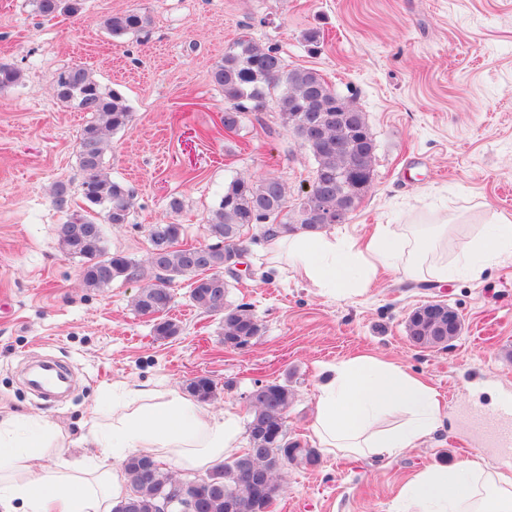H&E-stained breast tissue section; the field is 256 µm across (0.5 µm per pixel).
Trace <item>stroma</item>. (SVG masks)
Wrapping results in <instances>:
<instances>
[{"label":"stroma","instance_id":"1","mask_svg":"<svg viewBox=\"0 0 512 512\" xmlns=\"http://www.w3.org/2000/svg\"><path fill=\"white\" fill-rule=\"evenodd\" d=\"M135 10L151 24L113 40L108 17ZM318 45L304 40L309 30ZM245 38L279 47L291 66L317 70L365 113L376 142L370 191L329 233L357 239L374 224H414L467 211L480 234L492 214L512 215V0H85L75 16L46 18L27 0H0V61L21 69L0 93V407L61 427L71 445L44 460L48 472L90 454L80 420L89 407L112 421L124 387L186 390L204 375L217 386L209 405L247 419L259 382L288 383L289 440L313 447L308 426L326 367L360 354L401 365L440 394L441 427L396 457L322 455L291 464L271 512H397L401 485L417 472L480 455L502 464L494 419L512 396V252L478 278L416 283L391 269L368 287L332 295L295 270H271L263 226L251 238L249 273L230 290L250 304L261 331L242 349L224 345L222 315L197 311L187 281L172 283L167 312L181 326L161 339L133 301L150 276L149 225H183L206 243L203 224L232 179L274 176L290 203L304 196L313 161L280 123L257 112L238 133L224 131V95L209 73ZM79 64L119 91L131 121L108 136L105 166L133 193L128 223L106 225L107 246L139 265V275L102 290L85 288L81 259L65 254L57 228L67 210L54 199L67 183L82 200L76 140L84 113L53 95L56 71ZM181 212L168 208L171 198ZM431 299L447 301L463 327L449 348H420L405 320ZM51 357L71 370L60 402L29 386L25 368Z\"/></svg>","mask_w":512,"mask_h":512}]
</instances>
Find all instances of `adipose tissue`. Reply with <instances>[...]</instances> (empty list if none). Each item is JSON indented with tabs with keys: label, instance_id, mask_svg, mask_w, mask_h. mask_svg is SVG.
<instances>
[{
	"label": "adipose tissue",
	"instance_id": "obj_1",
	"mask_svg": "<svg viewBox=\"0 0 512 512\" xmlns=\"http://www.w3.org/2000/svg\"><path fill=\"white\" fill-rule=\"evenodd\" d=\"M447 218L437 217L427 239L404 224H378L364 242L343 241L320 231L269 232V261L288 258L313 287L345 294L367 284L378 269L404 267L416 280L448 279ZM512 252V216L494 215L484 236L464 241V273L476 278L502 252ZM399 409L400 422H377L385 409ZM443 409L435 390L401 367L359 355L334 368L319 389L309 425L312 439L333 455L394 457L424 443L441 426ZM93 456L67 463L47 484L37 460L49 457L60 430L16 413L0 414V512H112L128 494V478L116 466L129 454H149L183 470H198L234 452L238 415L217 413L176 389H129L111 424L97 410L84 418ZM402 512H512V469L488 467L473 457L453 467L415 474L399 491Z\"/></svg>",
	"mask_w": 512,
	"mask_h": 512
}]
</instances>
